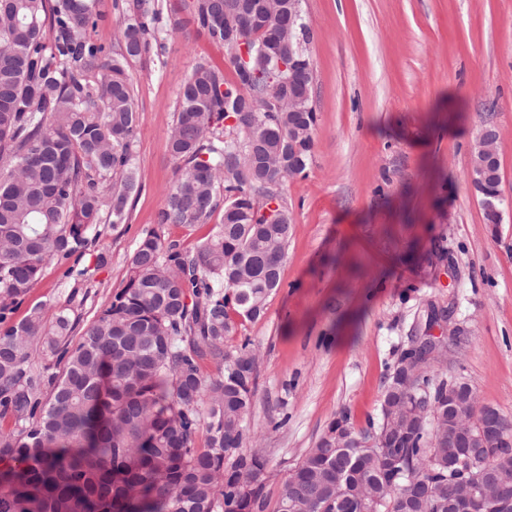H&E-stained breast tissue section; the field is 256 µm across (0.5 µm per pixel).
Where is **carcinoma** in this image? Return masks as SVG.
<instances>
[{
	"label": "carcinoma",
	"instance_id": "obj_1",
	"mask_svg": "<svg viewBox=\"0 0 512 512\" xmlns=\"http://www.w3.org/2000/svg\"><path fill=\"white\" fill-rule=\"evenodd\" d=\"M231 0H135L119 49L95 42L90 0H8L0 15V512H267L263 452L248 447L258 357L226 349L235 318L254 321L280 286L292 224L283 186L306 171L314 134L288 164L293 82L311 107L305 51L275 52L272 29L308 26L288 9L229 15ZM167 14L224 47L234 78L199 63L181 85L168 150L178 163L160 224L194 227L224 206L193 251L155 231L139 241L125 285L73 342L77 292L46 318L22 301L49 262L82 257L88 233L117 228L137 188L130 66L153 49ZM50 29L51 38L44 31ZM215 363L206 377L202 364ZM435 365L408 393L388 374L380 417L333 419L282 482L274 512H452L448 383ZM206 446H197L200 432ZM512 500V447L486 448Z\"/></svg>",
	"mask_w": 512,
	"mask_h": 512
}]
</instances>
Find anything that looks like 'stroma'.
Wrapping results in <instances>:
<instances>
[{
	"mask_svg": "<svg viewBox=\"0 0 512 512\" xmlns=\"http://www.w3.org/2000/svg\"><path fill=\"white\" fill-rule=\"evenodd\" d=\"M317 121L312 161L288 181L294 225L264 315L226 340L259 349L247 418L264 449L269 502L328 423L379 416L387 375L428 306L447 310L441 372L512 418V0H303ZM161 53L131 68L139 190L126 224L91 231L78 274L47 265L13 320L85 295L79 327L125 284L145 233L191 250L221 223L158 224L177 163V96L202 60L232 75L223 47L160 20ZM499 130L503 220L485 223L470 179L484 123Z\"/></svg>",
	"mask_w": 512,
	"mask_h": 512,
	"instance_id": "1",
	"label": "stroma"
}]
</instances>
